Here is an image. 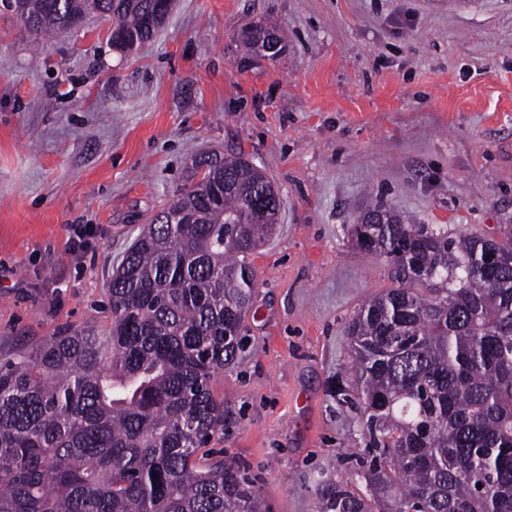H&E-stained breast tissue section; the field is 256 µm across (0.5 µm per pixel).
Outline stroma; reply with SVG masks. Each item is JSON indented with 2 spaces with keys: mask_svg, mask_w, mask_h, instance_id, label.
Masks as SVG:
<instances>
[{
  "mask_svg": "<svg viewBox=\"0 0 512 512\" xmlns=\"http://www.w3.org/2000/svg\"><path fill=\"white\" fill-rule=\"evenodd\" d=\"M264 19L286 55L242 44ZM108 28L42 37L0 11V355L109 327L112 274L193 158L243 153L282 209L207 448L262 512H317L319 481L363 449L331 393L345 326L396 285L353 246L358 210L380 200L453 237L512 225V0H173L127 53ZM74 224L95 228L76 253Z\"/></svg>",
  "mask_w": 512,
  "mask_h": 512,
  "instance_id": "obj_1",
  "label": "stroma"
}]
</instances>
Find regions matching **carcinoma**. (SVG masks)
<instances>
[{"label": "carcinoma", "mask_w": 512, "mask_h": 512, "mask_svg": "<svg viewBox=\"0 0 512 512\" xmlns=\"http://www.w3.org/2000/svg\"><path fill=\"white\" fill-rule=\"evenodd\" d=\"M0 5L40 33L105 16L129 39L122 52L165 21L154 0ZM274 33L259 21L241 39L255 54ZM188 179L112 275L103 334L65 329L0 364V512H261L255 487L204 446L224 426L212 384L244 340L250 256L281 199L241 155L199 158ZM499 235L358 211L356 247L387 258L398 287L352 318L334 385L360 413L367 492L324 479L319 512H512V226Z\"/></svg>", "instance_id": "obj_1"}]
</instances>
